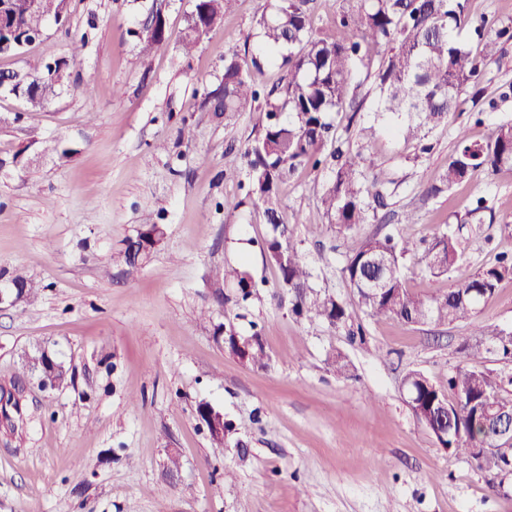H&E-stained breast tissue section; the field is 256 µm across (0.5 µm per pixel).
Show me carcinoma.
I'll return each mask as SVG.
<instances>
[{
  "instance_id": "1",
  "label": "carcinoma",
  "mask_w": 512,
  "mask_h": 512,
  "mask_svg": "<svg viewBox=\"0 0 512 512\" xmlns=\"http://www.w3.org/2000/svg\"><path fill=\"white\" fill-rule=\"evenodd\" d=\"M230 0H198L194 9L209 14L207 29H195V18L188 15L178 37V47L190 54L207 30L221 23ZM315 0H269V13L260 21L262 43L251 60L236 55L224 58V84L205 94L204 105L216 117L245 112L254 103L264 113L259 134L245 150L248 165L247 196L258 206L271 226L262 251L279 274L288 292L291 311L298 317L320 320L332 327L347 328L353 343H365L362 326L349 323L347 305L334 295L312 286V273L299 252L294 228L279 211L282 184L299 169L326 167L331 176L321 196V204L336 232L358 231L366 224H383L378 209L387 206L389 193L384 184L367 183L364 171L375 168L372 157L352 153L338 144L326 150L332 125L331 112L361 111L359 73L372 80L377 93L375 111L401 119L395 132L407 142H422L434 127L456 111L461 93L478 83L484 68L496 59L503 42L512 39L504 27L484 39L480 53L474 54L455 37L469 24L465 0H358L356 6L337 14L332 29L312 35L310 14ZM58 0H42L41 11L30 15L27 27L40 30L56 16ZM288 71L284 85L269 91L258 89L249 77L250 67L260 61ZM47 64L30 63L27 69L11 75L13 89H26L27 76H41ZM60 84L48 81L27 94V107L43 108V102L58 94ZM512 169V124L497 127L486 142L472 141L464 132L457 135V148L439 178L423 184V192L437 196L452 192L478 172ZM165 235L160 224H147L127 238L140 244L151 256ZM417 241L408 232L374 234L360 238L347 256L344 276L358 306L373 319H392L405 325H450L473 319L482 304L491 299L498 285L512 279V257L461 277L447 293L428 297L404 286L403 267L415 254ZM460 243L455 233L434 236L425 249L430 275L445 276L459 268ZM224 282L237 288L241 299L252 294L256 284L233 266L217 270ZM386 277L385 290L375 292L367 281ZM12 281L23 285V302L32 304L39 286L23 275ZM503 332L478 328V338L464 340L461 350L466 365L448 375V390L433 384L419 371L406 374L417 391L413 414L435 437L439 446L452 448L458 456L472 458L470 449L486 448L490 458L477 467L494 471L491 464L512 459L503 442L480 428L485 396H496L500 407L512 410V394H506L500 375L484 367L487 354L512 359L503 345ZM224 349L249 365L265 368L268 355L262 336L255 332L240 335L233 324L224 328ZM30 367L40 369L43 381L63 387L68 373L46 352L30 358ZM236 430L224 423V436L214 435L212 443L222 448L235 442L238 453L246 454Z\"/></svg>"
}]
</instances>
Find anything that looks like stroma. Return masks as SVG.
I'll use <instances>...</instances> for the list:
<instances>
[{
	"instance_id": "obj_1",
	"label": "stroma",
	"mask_w": 512,
	"mask_h": 512,
	"mask_svg": "<svg viewBox=\"0 0 512 512\" xmlns=\"http://www.w3.org/2000/svg\"><path fill=\"white\" fill-rule=\"evenodd\" d=\"M192 8L193 0H68L65 22L47 21L22 54L0 57V69L68 62L43 109L0 93V289L19 273L40 287L34 304L0 305V387L18 383L21 404L13 422L0 419V512H512V487H495L489 473L440 448L402 388L411 371L445 386L476 325L512 332V281L473 324L370 318L342 273L358 236L336 233L324 213L328 171L303 168L283 185L281 209L297 222L316 287L348 302L367 342L292 315L279 272L259 249L268 226L244 202V151L264 115L218 118L201 95L221 84L225 56L255 53L266 0H231L191 54L173 42L147 48L153 13L176 35ZM83 33L88 42L71 59V40ZM510 86L512 41L479 93L464 91L447 124L428 134L424 152L389 134L374 98L356 117L329 116L332 138L375 159L366 177L389 185L390 228L407 210L416 238L457 232L459 271L437 278L413 257L404 267L412 292L443 294L460 273L512 255V170L478 173L450 194L422 191L459 131L481 142L512 123V97L502 96ZM362 126L374 129L363 141ZM45 140L70 157L34 160ZM21 152L26 162L13 164ZM479 197L488 208L471 213ZM145 224L163 225L165 237L129 278L112 256ZM227 264L261 284L239 307L212 276ZM229 317L241 333L260 330L267 368L216 341ZM39 348L69 370L68 387L45 388L26 374V357ZM336 352L349 359V375L329 366ZM202 400L233 424L247 457L211 445ZM172 451L181 461L173 476Z\"/></svg>"
}]
</instances>
